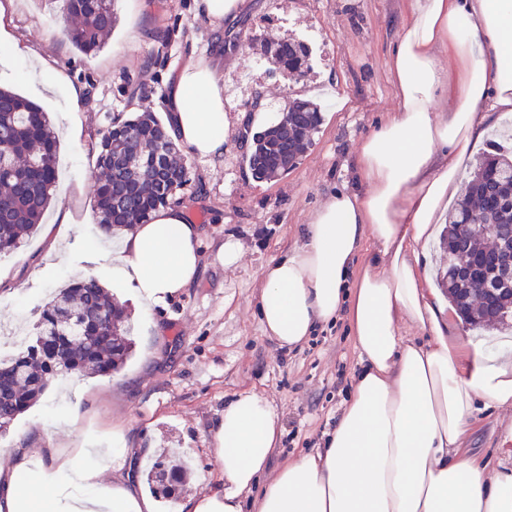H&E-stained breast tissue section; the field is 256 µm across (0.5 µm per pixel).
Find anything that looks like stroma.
<instances>
[{"label": "stroma", "instance_id": "stroma-1", "mask_svg": "<svg viewBox=\"0 0 512 512\" xmlns=\"http://www.w3.org/2000/svg\"><path fill=\"white\" fill-rule=\"evenodd\" d=\"M7 28L17 43L50 54L68 79L83 86L86 100L70 103L64 89L29 59L0 47V85L16 90L49 113L61 140L60 184L45 221L72 222L61 255L43 233L19 252L0 255V322L20 314L35 323L36 312L55 288L93 275L111 286L112 274L91 262L93 252H112L97 228L95 200L101 176L96 147L110 115L152 112L166 117L168 81L191 55L235 35L238 46L225 57L221 78L227 98L228 138L217 163L183 154L191 181L182 193L189 216L202 230V266L189 288L144 318L131 288L119 295L134 343L131 359L109 377L65 380L50 387L35 406L0 436V451L25 443L58 442L54 413H75L74 444L111 441L122 430L137 453L125 474L145 483L148 464L179 452L191 467L178 502L159 500L158 512H181L182 503L211 489L214 432L224 407L253 392L277 410L283 434L269 459L270 471L303 452L321 447L348 399L359 368L345 320L318 325L302 344L282 347L260 325V270L271 259L299 248L312 212L333 191L352 187L353 163L362 139L371 134L396 98L388 58L405 16V0H247L224 27L199 16L195 0H116L118 22L105 47L76 51L65 36L59 0H0ZM166 43L155 39L157 32ZM304 43L310 67L303 75L271 70L266 45ZM335 86L346 104L324 99ZM276 114L289 99L318 103L322 122L311 146L275 180L252 179L243 156L248 128L244 116L255 93ZM81 125L80 145L70 130ZM242 246L238 265L217 259L225 241ZM512 411L478 407L467 446L497 461L503 428ZM46 425L37 430L36 419Z\"/></svg>", "mask_w": 512, "mask_h": 512}]
</instances>
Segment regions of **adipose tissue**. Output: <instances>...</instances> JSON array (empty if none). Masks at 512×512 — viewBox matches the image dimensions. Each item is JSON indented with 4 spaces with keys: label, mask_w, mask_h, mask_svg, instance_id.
Returning a JSON list of instances; mask_svg holds the SVG:
<instances>
[{
    "label": "adipose tissue",
    "mask_w": 512,
    "mask_h": 512,
    "mask_svg": "<svg viewBox=\"0 0 512 512\" xmlns=\"http://www.w3.org/2000/svg\"><path fill=\"white\" fill-rule=\"evenodd\" d=\"M225 53L189 56L164 101L172 139L209 162L227 140ZM388 65L397 106L361 141L356 187L329 195L304 244L261 271L260 324L280 346L347 321L361 364L352 393L324 447L270 477L280 418L260 395L237 396L215 432L219 487L187 512H512V466L465 446L477 404L512 408V338L462 332L431 271L465 159L512 115V0H407ZM201 244L187 205L170 203L122 237L112 282L152 311L197 280ZM130 453L118 440L107 453L19 445L0 470V512H156L126 480L100 484ZM44 457L49 466L31 471ZM36 484L53 486L51 501L35 500Z\"/></svg>",
    "instance_id": "ef3b65f1"
}]
</instances>
